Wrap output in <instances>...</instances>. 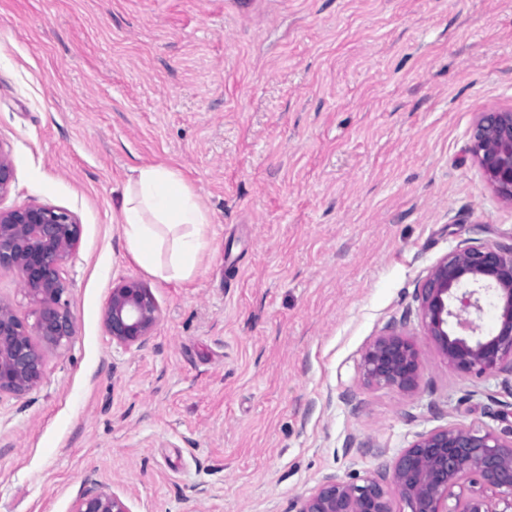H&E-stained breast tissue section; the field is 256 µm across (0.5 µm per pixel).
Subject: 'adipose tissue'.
<instances>
[{"instance_id": "adipose-tissue-1", "label": "adipose tissue", "mask_w": 512, "mask_h": 512, "mask_svg": "<svg viewBox=\"0 0 512 512\" xmlns=\"http://www.w3.org/2000/svg\"><path fill=\"white\" fill-rule=\"evenodd\" d=\"M210 215L180 175L163 165L138 168L124 190L121 225L128 252L165 281L193 276Z\"/></svg>"}]
</instances>
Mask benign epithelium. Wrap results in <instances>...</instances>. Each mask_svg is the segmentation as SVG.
Here are the masks:
<instances>
[{
	"label": "benign epithelium",
	"instance_id": "benign-epithelium-1",
	"mask_svg": "<svg viewBox=\"0 0 512 512\" xmlns=\"http://www.w3.org/2000/svg\"><path fill=\"white\" fill-rule=\"evenodd\" d=\"M468 152L501 198L512 201V107L481 113ZM14 178L10 153L0 144V199ZM81 224L72 212L32 201L0 207V272L14 273L32 306L34 322L0 300V392L22 396L43 375L45 353L74 334L64 265L77 247ZM501 302L495 330L483 335L470 321L483 296ZM427 336L454 369L479 377H512V244L465 245L443 256L416 290ZM408 315L390 321L364 350L368 383L413 389L420 377L417 350L404 332ZM160 319L159 305L138 281L109 293L102 313L112 343L144 346ZM512 512V427L499 432L447 425L419 436L393 465L350 481L326 476L297 497L295 512ZM71 512H129L115 493L89 479Z\"/></svg>",
	"mask_w": 512,
	"mask_h": 512
}]
</instances>
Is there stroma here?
Returning <instances> with one entry per match:
<instances>
[{
  "instance_id": "stroma-1",
  "label": "stroma",
  "mask_w": 512,
  "mask_h": 512,
  "mask_svg": "<svg viewBox=\"0 0 512 512\" xmlns=\"http://www.w3.org/2000/svg\"><path fill=\"white\" fill-rule=\"evenodd\" d=\"M491 106L512 107V0H0V206L82 229L74 334L0 394V512H71L90 476L129 512H290L421 434L503 429V375L449 367L419 317L414 391L361 368L440 258L512 241L467 151ZM157 164L211 216L186 282L141 268L119 224ZM128 279L161 312L141 348L102 326Z\"/></svg>"
}]
</instances>
